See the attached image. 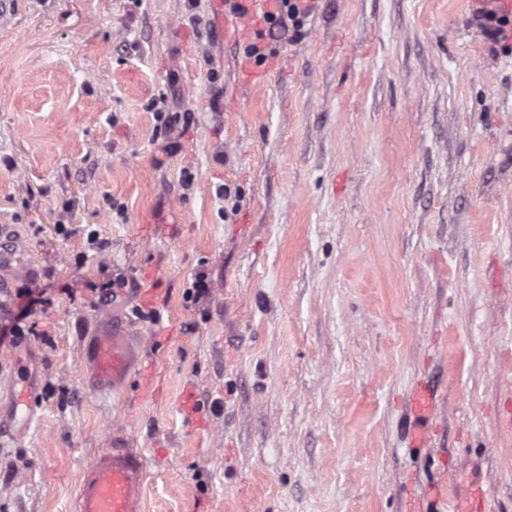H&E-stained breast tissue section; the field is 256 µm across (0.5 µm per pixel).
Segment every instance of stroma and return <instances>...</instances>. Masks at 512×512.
Here are the masks:
<instances>
[{
	"instance_id": "35a3bbf8",
	"label": "stroma",
	"mask_w": 512,
	"mask_h": 512,
	"mask_svg": "<svg viewBox=\"0 0 512 512\" xmlns=\"http://www.w3.org/2000/svg\"><path fill=\"white\" fill-rule=\"evenodd\" d=\"M214 2L0 0V323L43 295L0 512H73L114 433L145 512H512V48L466 0H312L244 88ZM93 385L112 390L124 386L134 357L124 336L114 332L91 336L85 351ZM412 410L414 417L411 444L419 448L427 442L426 426L433 410L432 401L425 395L418 396L413 402Z\"/></svg>"
}]
</instances>
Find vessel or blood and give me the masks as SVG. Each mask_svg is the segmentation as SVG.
Here are the masks:
<instances>
[{
    "label": "vessel or blood",
    "mask_w": 512,
    "mask_h": 512,
    "mask_svg": "<svg viewBox=\"0 0 512 512\" xmlns=\"http://www.w3.org/2000/svg\"><path fill=\"white\" fill-rule=\"evenodd\" d=\"M256 0H221L219 10L224 29L241 39L251 21L250 9ZM95 386L113 390L124 386L134 357L124 336L107 333L91 337L85 351ZM411 443L423 446L426 426L433 404L424 395L413 405ZM145 465L141 455L126 446L121 436L112 435L108 448L102 449L83 472L77 494L76 512H143L142 486Z\"/></svg>",
    "instance_id": "1"
}]
</instances>
